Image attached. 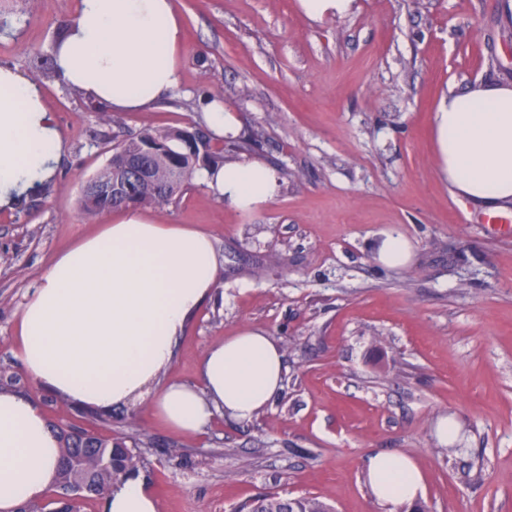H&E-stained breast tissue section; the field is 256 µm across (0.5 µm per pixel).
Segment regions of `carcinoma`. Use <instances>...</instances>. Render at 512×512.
Masks as SVG:
<instances>
[{
	"label": "carcinoma",
	"instance_id": "cac0c4a2",
	"mask_svg": "<svg viewBox=\"0 0 512 512\" xmlns=\"http://www.w3.org/2000/svg\"><path fill=\"white\" fill-rule=\"evenodd\" d=\"M147 145L164 151L165 156L155 160V176L168 186L160 188L150 182L132 186L136 205L169 204L181 195L189 176L198 166L204 164L210 168L224 163V153L211 151V136L207 133L197 139L182 136L180 130L144 131L118 144L116 151L136 152ZM59 437L63 448L57 472V496L44 506L26 502L17 512H78L77 500L62 499V496L72 494L75 476L93 487V497L102 499L123 475L138 470L140 457L122 441L108 442L85 430L80 437L61 430ZM239 512H330V507L305 497L285 499L263 495L243 505Z\"/></svg>",
	"mask_w": 512,
	"mask_h": 512
}]
</instances>
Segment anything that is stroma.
Listing matches in <instances>:
<instances>
[{
    "label": "stroma",
    "mask_w": 512,
    "mask_h": 512,
    "mask_svg": "<svg viewBox=\"0 0 512 512\" xmlns=\"http://www.w3.org/2000/svg\"><path fill=\"white\" fill-rule=\"evenodd\" d=\"M75 4L9 0L0 12V65L43 86L67 144L49 183L0 210V389L51 424L134 447L159 512H235L260 494L385 512L366 478L373 450L417 462L423 512H512V233L450 194L434 133L449 90L512 83V0H355L320 21L298 0H173L180 84L138 112L51 73ZM213 98L253 138L240 159L265 161L280 189L239 212L194 176L179 200L145 207L210 234L220 262L161 378L196 383L206 350L248 327L281 345L284 386L252 419L221 414L195 436L144 406L77 412L26 376L13 342L22 306L61 250L108 223L82 191L113 145L204 127L200 103ZM392 229L412 246L406 266L371 252ZM442 416L456 449L435 433Z\"/></svg>",
    "instance_id": "35a3bbf8"
}]
</instances>
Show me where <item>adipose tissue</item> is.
<instances>
[{
    "instance_id": "1",
    "label": "adipose tissue",
    "mask_w": 512,
    "mask_h": 512,
    "mask_svg": "<svg viewBox=\"0 0 512 512\" xmlns=\"http://www.w3.org/2000/svg\"><path fill=\"white\" fill-rule=\"evenodd\" d=\"M183 38L173 0H77L53 51L55 75L112 110H142L179 84ZM435 133L454 198L489 215L512 205V85L449 91ZM64 150L43 87L0 66V209L37 193ZM202 177L241 211L272 201L279 188L276 171L256 160ZM218 271L204 231L119 210L63 249L28 296L15 336L28 376L104 413L150 402L154 416L180 434L203 432L220 413L251 418L283 383V353L262 331L246 328L208 348L198 383L160 380ZM60 456L58 434L39 404L0 390V512L41 498L56 481ZM365 469L376 500L396 512L423 496V474L402 452H370ZM103 512H159V504L135 473L112 486Z\"/></svg>"
}]
</instances>
